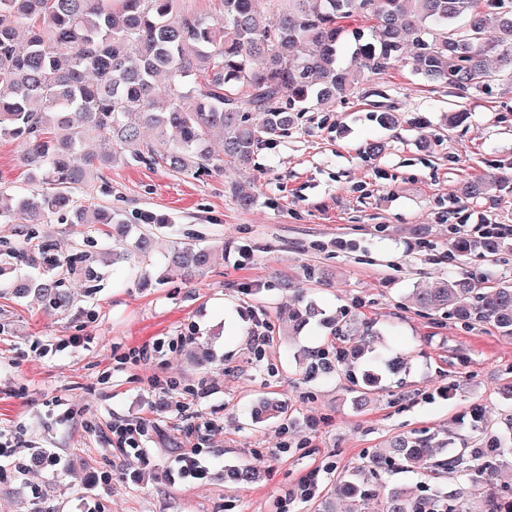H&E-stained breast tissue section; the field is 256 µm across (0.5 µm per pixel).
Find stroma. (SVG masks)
Instances as JSON below:
<instances>
[{"instance_id":"1","label":"stroma","mask_w":512,"mask_h":512,"mask_svg":"<svg viewBox=\"0 0 512 512\" xmlns=\"http://www.w3.org/2000/svg\"><path fill=\"white\" fill-rule=\"evenodd\" d=\"M489 93L471 99L413 76L396 64L385 74L361 73L345 103L305 112L288 138L259 150L254 167L225 168L206 180L134 161L106 169L76 189L124 211L132 233L148 211L206 242L224 244V260L192 283L136 287L123 266L102 265L95 287L71 280L73 304L47 309L36 296L0 292V444L14 453L0 464V512H316L345 471L393 435L448 427L483 408L497 434L512 402V341L488 324L469 331L407 307L416 282L448 274L452 190L484 178L512 159V96L492 73ZM404 120L386 129L375 118L378 94ZM467 112L458 126L450 113ZM386 149L369 159L366 143ZM16 141L0 139V186L26 192L30 173ZM254 202L240 208L231 188ZM465 232L481 224L512 226V193L469 202ZM429 227V245L415 246L407 229ZM149 264L162 275L174 240L151 225ZM249 250L237 264L240 250ZM295 280L326 315L348 309L374 321L388 346L408 359L386 375L371 402L351 401L342 376L324 383L284 360L278 314L291 304L283 278ZM267 336L255 348L254 334ZM208 342L206 367L188 359L191 339ZM162 341L160 352L136 361L131 351ZM452 394H445V387ZM282 402L295 421L252 422L260 399ZM212 429L199 443L209 476L172 480L190 427ZM143 429L140 454L116 448L118 425ZM36 452L58 454L53 471L35 469ZM257 466L249 484L226 470ZM317 471V496L298 485Z\"/></svg>"}]
</instances>
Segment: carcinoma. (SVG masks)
<instances>
[{
  "mask_svg": "<svg viewBox=\"0 0 512 512\" xmlns=\"http://www.w3.org/2000/svg\"><path fill=\"white\" fill-rule=\"evenodd\" d=\"M190 2L0 0V138L21 146L30 180L41 186L31 195L0 193V224L22 225L19 245L0 249V284L13 293L35 288L49 307L65 311L72 297L58 269L86 282L99 279V254L60 255L41 233L39 225L52 216L65 224L112 225L118 244L112 263L136 269L138 285L148 286L150 234L129 240L121 214L79 203L70 189L130 158L197 179L227 165L249 168L257 150L288 136L309 105L328 111L352 96V67L381 74L403 61L414 74L469 98L485 93L494 63L508 76L503 93L512 94V0H286L268 16L254 0H218L220 24ZM351 18L368 21V30L346 26ZM347 47L351 60L344 67ZM91 137L102 142L103 153L83 152ZM490 187L512 193V176L471 182L458 199H478ZM449 244L451 266L512 253V237L494 229L472 236L453 227ZM222 256V247L178 242L170 271L190 281ZM409 302L465 329L490 324L512 339V279L450 271L432 288L416 285ZM313 318L338 342L290 347L288 357L326 381L347 376L357 387V407L385 372L407 364L386 348L355 342L381 336L373 323L343 310L328 318L313 300L288 309L281 335L300 334ZM284 410L266 398L250 414L261 422ZM485 430L476 409L464 433L453 427L395 435L342 475L335 496L349 500L346 512H370L374 502L379 512H512V485L493 484L501 469L512 467V414L489 447H469ZM399 464L432 467L460 484L445 492L379 482Z\"/></svg>",
  "mask_w": 512,
  "mask_h": 512,
  "instance_id": "cac0c4a2",
  "label": "carcinoma"
}]
</instances>
